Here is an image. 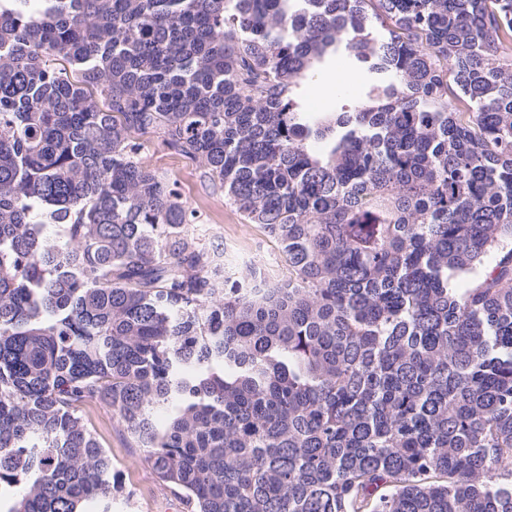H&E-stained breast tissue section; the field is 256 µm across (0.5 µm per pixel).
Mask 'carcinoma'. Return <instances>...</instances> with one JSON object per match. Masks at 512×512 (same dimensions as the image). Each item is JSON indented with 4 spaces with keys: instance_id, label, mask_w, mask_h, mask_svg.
Here are the masks:
<instances>
[{
    "instance_id": "obj_1",
    "label": "carcinoma",
    "mask_w": 512,
    "mask_h": 512,
    "mask_svg": "<svg viewBox=\"0 0 512 512\" xmlns=\"http://www.w3.org/2000/svg\"><path fill=\"white\" fill-rule=\"evenodd\" d=\"M509 56L512 0H0L6 512H112L99 403L191 512H512ZM298 94L311 112H333L338 100L351 99L356 90L353 86L337 85L336 81L321 77L303 85ZM140 143L141 161L174 182L184 201L194 213L193 228L198 234L223 245L236 266L255 260L267 262L270 254L277 258L276 269L288 270L281 262L276 242L258 224H250L224 199V190L212 189L203 181L200 163L160 143L155 135H144ZM266 279L262 288H282L288 283L283 275Z\"/></svg>"
}]
</instances>
